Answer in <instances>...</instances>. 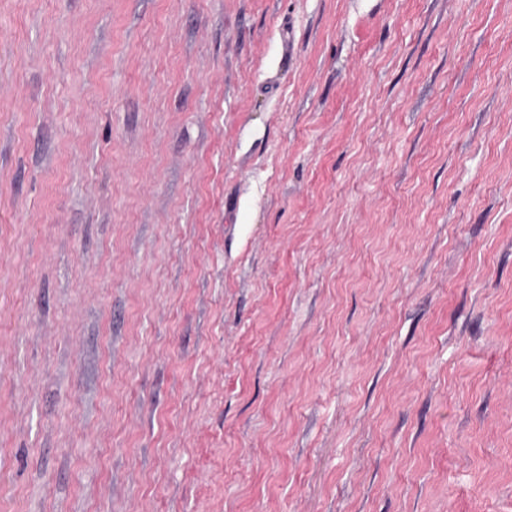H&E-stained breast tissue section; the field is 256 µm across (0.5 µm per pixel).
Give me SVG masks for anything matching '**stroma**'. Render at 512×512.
Returning a JSON list of instances; mask_svg holds the SVG:
<instances>
[{
	"mask_svg": "<svg viewBox=\"0 0 512 512\" xmlns=\"http://www.w3.org/2000/svg\"><path fill=\"white\" fill-rule=\"evenodd\" d=\"M0 512H512V0H0Z\"/></svg>",
	"mask_w": 512,
	"mask_h": 512,
	"instance_id": "stroma-1",
	"label": "stroma"
}]
</instances>
